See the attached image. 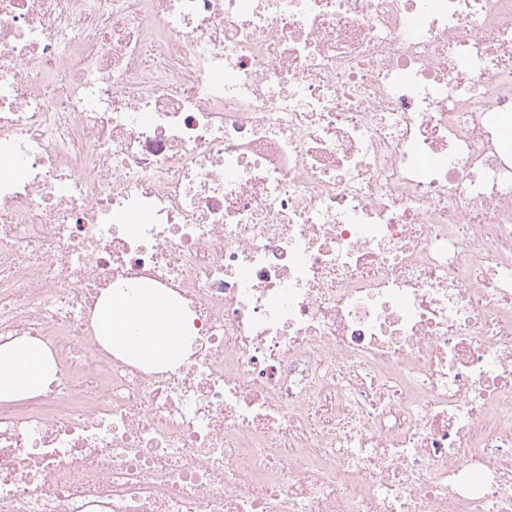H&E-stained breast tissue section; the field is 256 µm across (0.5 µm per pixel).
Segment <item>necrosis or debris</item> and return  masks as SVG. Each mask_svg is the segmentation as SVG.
Here are the masks:
<instances>
[{"mask_svg":"<svg viewBox=\"0 0 512 512\" xmlns=\"http://www.w3.org/2000/svg\"><path fill=\"white\" fill-rule=\"evenodd\" d=\"M22 337L0 512H512V0H0ZM98 338L124 355L161 359L173 364L188 336V320L180 309L150 289L117 288L97 305ZM172 336L178 344H172ZM54 372L50 353L35 340L21 338L0 347V400L38 394L48 387Z\"/></svg>","mask_w":512,"mask_h":512,"instance_id":"1","label":"necrosis or debris"}]
</instances>
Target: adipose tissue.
Segmentation results:
<instances>
[{"instance_id":"adipose-tissue-1","label":"adipose tissue","mask_w":512,"mask_h":512,"mask_svg":"<svg viewBox=\"0 0 512 512\" xmlns=\"http://www.w3.org/2000/svg\"><path fill=\"white\" fill-rule=\"evenodd\" d=\"M100 340L124 355L176 363L174 339H186L188 320L180 309L150 289L117 288L97 305ZM55 372L50 353L39 342L21 338L0 347V400L32 397L46 389Z\"/></svg>"}]
</instances>
